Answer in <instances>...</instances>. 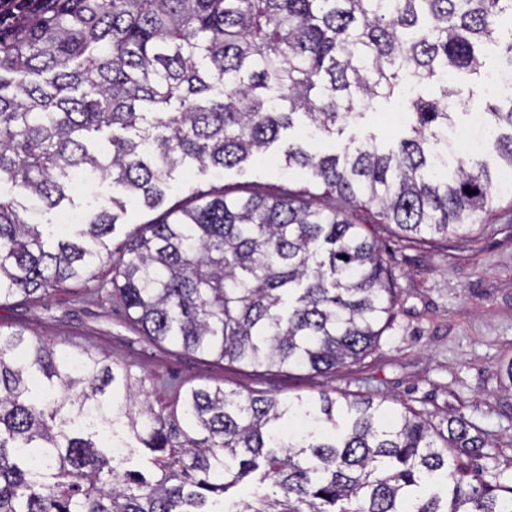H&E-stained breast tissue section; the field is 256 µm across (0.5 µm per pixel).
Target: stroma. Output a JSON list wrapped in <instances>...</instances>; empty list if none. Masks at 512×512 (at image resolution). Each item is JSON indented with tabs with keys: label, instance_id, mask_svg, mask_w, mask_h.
Segmentation results:
<instances>
[{
	"label": "stroma",
	"instance_id": "obj_1",
	"mask_svg": "<svg viewBox=\"0 0 512 512\" xmlns=\"http://www.w3.org/2000/svg\"><path fill=\"white\" fill-rule=\"evenodd\" d=\"M454 85L461 90L452 100L454 126L462 129L471 125L490 92L476 75H458ZM361 110L362 119L335 137L314 139L295 124L264 157L218 176L182 166L165 203L182 202L189 188L218 184L232 192L302 188L305 173L283 169L284 152L293 143L333 154L352 140L371 137L387 149L408 136L399 96L363 103ZM346 215L376 238L398 293L395 318L375 349L347 369L325 375L303 369L264 372L216 363L167 343L158 346L130 323L119 299L107 292L93 298L80 286L12 300L0 306V324L27 329L73 352H109L137 376L218 385L228 392L257 390L282 399L324 389L352 397L377 395L437 420L454 412L488 434L500 463L512 461V393L503 391L501 375L512 362V187L500 192L494 215L463 238L405 239L395 225L380 223L374 210L350 208Z\"/></svg>",
	"mask_w": 512,
	"mask_h": 512
}]
</instances>
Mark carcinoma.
I'll return each instance as SVG.
<instances>
[{"mask_svg":"<svg viewBox=\"0 0 512 512\" xmlns=\"http://www.w3.org/2000/svg\"><path fill=\"white\" fill-rule=\"evenodd\" d=\"M512 0H0V305L50 288L112 291L143 335L216 362L314 373L365 358L394 315L379 246L332 204L374 207L406 237H466L512 171V104L486 102L492 160L447 172L452 74L480 73ZM438 86L440 97L418 92ZM411 84L410 136L322 155L291 146L312 188L159 208L176 168L260 158L299 117L330 137ZM99 174L112 209L61 233L30 218ZM104 352L0 325V512H512V462L464 416L446 428L386 398L170 385ZM253 483L251 498L238 495Z\"/></svg>","mask_w":512,"mask_h":512,"instance_id":"1","label":"carcinoma"}]
</instances>
